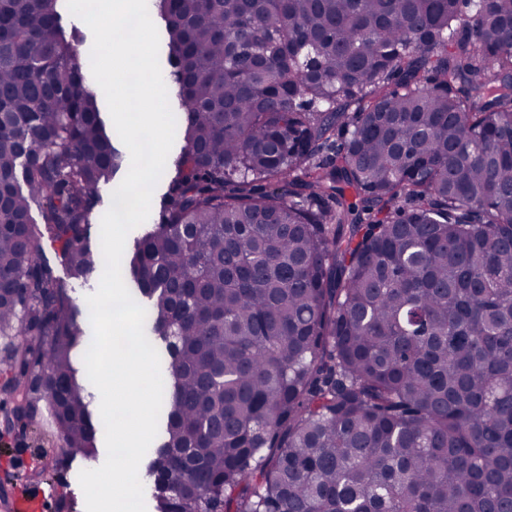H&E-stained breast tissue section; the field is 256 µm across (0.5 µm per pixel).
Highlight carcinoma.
<instances>
[{"label": "carcinoma", "instance_id": "obj_1", "mask_svg": "<svg viewBox=\"0 0 512 512\" xmlns=\"http://www.w3.org/2000/svg\"><path fill=\"white\" fill-rule=\"evenodd\" d=\"M59 2L0 0V275L25 289L0 335L61 464L98 454L72 293L127 154ZM153 10L185 114L124 254L170 358L154 512H512V0ZM170 107L174 113L175 119H176V134H175V140L173 147L169 153V156L167 158L166 166L164 169V172L159 179L154 192L152 196V203H151V212L148 220L143 224H153V218L157 217L159 209H160V202L163 193L166 191L167 184L169 180L174 176L175 174V159L178 156L180 152V148L182 146V141L179 136V129L180 124L184 121V112L181 110H178V108L173 104L172 98L168 96ZM126 150H127V157H128L127 166L119 174L116 183L113 186H111L104 193L101 204L95 209V211L91 215V218H90V221H91L90 222L91 223V226H90V242H91L92 246L101 248V246H100V223H101V219H102L103 215L107 212V210L111 206L112 192L119 186V184L123 181L124 177L126 176V174L128 172V169H129V166H130V154H129V151H128L127 147H126Z\"/></svg>", "mask_w": 512, "mask_h": 512}]
</instances>
